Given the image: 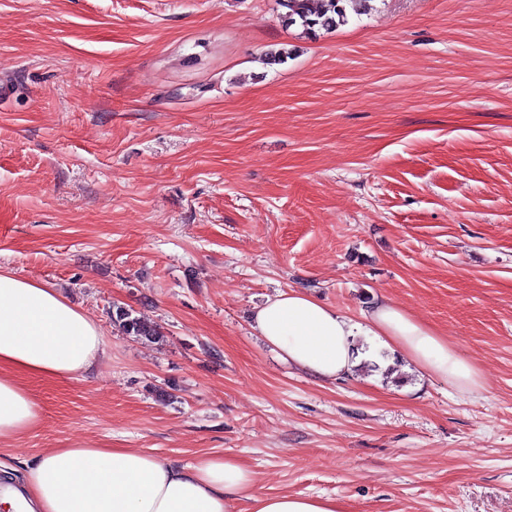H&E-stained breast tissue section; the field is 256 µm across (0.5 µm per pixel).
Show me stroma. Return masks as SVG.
<instances>
[{
    "mask_svg": "<svg viewBox=\"0 0 512 512\" xmlns=\"http://www.w3.org/2000/svg\"><path fill=\"white\" fill-rule=\"evenodd\" d=\"M281 13L0 0V271L104 338L78 378L23 377L40 419L1 488L88 439L230 454L256 492L344 512H512V0H375L331 33ZM292 289L355 321L390 300L481 387L387 349L350 379L288 365L252 316ZM112 322L118 324L125 335L133 336L140 340L151 341L161 336L155 327L147 325L123 307H116L112 313Z\"/></svg>",
    "mask_w": 512,
    "mask_h": 512,
    "instance_id": "obj_1",
    "label": "stroma"
}]
</instances>
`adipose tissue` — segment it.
Listing matches in <instances>:
<instances>
[{"label":"adipose tissue","mask_w":512,"mask_h":512,"mask_svg":"<svg viewBox=\"0 0 512 512\" xmlns=\"http://www.w3.org/2000/svg\"><path fill=\"white\" fill-rule=\"evenodd\" d=\"M357 324L313 297L291 290L266 299L253 323L288 364L323 380L353 375L357 338L399 351L427 376L460 391L481 385L475 364L446 337L386 299ZM103 350L100 326L49 286L0 272V446L31 431L36 405L21 375L75 378ZM255 476L236 457H206L182 467L132 448L75 440L25 468L23 493L0 497L9 512H341L321 496L258 495Z\"/></svg>","instance_id":"1"}]
</instances>
